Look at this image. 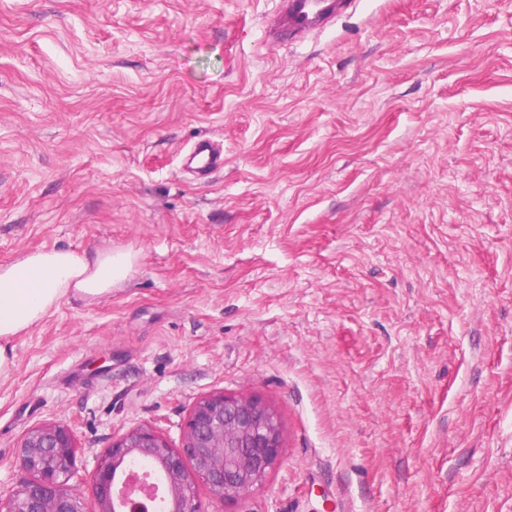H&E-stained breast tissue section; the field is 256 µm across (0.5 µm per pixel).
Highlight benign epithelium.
<instances>
[{"mask_svg":"<svg viewBox=\"0 0 512 512\" xmlns=\"http://www.w3.org/2000/svg\"><path fill=\"white\" fill-rule=\"evenodd\" d=\"M283 451L280 422L270 406L258 398L214 393L192 407L180 448L150 426L112 438L92 492L98 512H150L145 503L122 505L117 492L126 474L138 490L142 468L164 478L163 512H204L199 487L226 501L244 496L267 478ZM18 460L29 478L0 497V512H85L83 495L70 485L77 471L71 426L49 422L30 429L18 445Z\"/></svg>","mask_w":512,"mask_h":512,"instance_id":"1","label":"benign epithelium"}]
</instances>
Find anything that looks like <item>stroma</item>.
Wrapping results in <instances>:
<instances>
[{
	"instance_id": "1",
	"label": "stroma",
	"mask_w": 512,
	"mask_h": 512,
	"mask_svg": "<svg viewBox=\"0 0 512 512\" xmlns=\"http://www.w3.org/2000/svg\"><path fill=\"white\" fill-rule=\"evenodd\" d=\"M273 8L0 0V265L138 256L15 337L0 497L57 421L96 512L114 435L181 447L224 392L284 457L206 512H512V0H356L276 45ZM187 167L197 170L202 176H208L213 171L224 167V154L214 143L203 138L197 140L184 157Z\"/></svg>"
}]
</instances>
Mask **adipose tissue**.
Listing matches in <instances>:
<instances>
[{"mask_svg":"<svg viewBox=\"0 0 512 512\" xmlns=\"http://www.w3.org/2000/svg\"><path fill=\"white\" fill-rule=\"evenodd\" d=\"M137 257L125 249L79 253L41 249L0 265V379L15 368L12 341L60 304L111 296L133 273Z\"/></svg>","mask_w":512,"mask_h":512,"instance_id":"obj_1","label":"adipose tissue"}]
</instances>
